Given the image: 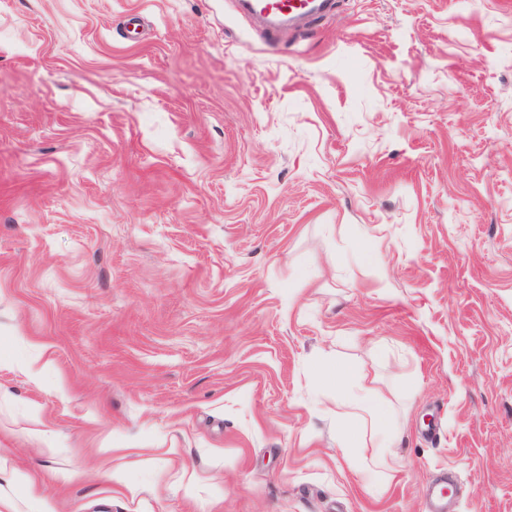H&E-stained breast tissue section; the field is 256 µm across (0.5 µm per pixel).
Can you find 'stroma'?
Returning a JSON list of instances; mask_svg holds the SVG:
<instances>
[{
	"label": "stroma",
	"instance_id": "stroma-1",
	"mask_svg": "<svg viewBox=\"0 0 512 512\" xmlns=\"http://www.w3.org/2000/svg\"><path fill=\"white\" fill-rule=\"evenodd\" d=\"M333 2L0 0L17 512H512V0ZM310 0H250L254 5L246 9L265 18L299 17L311 12ZM372 390L365 388V395L357 403L347 405L342 401L337 402L336 421L346 424H362L375 431L387 422L388 410L384 403L374 402L371 399Z\"/></svg>",
	"mask_w": 512,
	"mask_h": 512
}]
</instances>
